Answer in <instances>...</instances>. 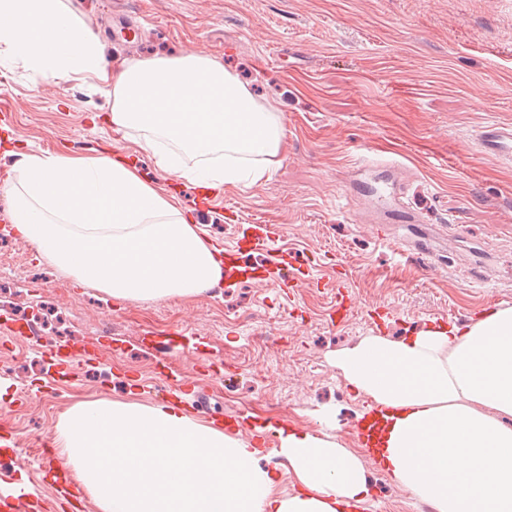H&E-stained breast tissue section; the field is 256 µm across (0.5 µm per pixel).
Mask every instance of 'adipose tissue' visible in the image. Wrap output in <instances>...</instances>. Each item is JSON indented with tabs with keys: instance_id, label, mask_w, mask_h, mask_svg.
<instances>
[{
	"instance_id": "1",
	"label": "adipose tissue",
	"mask_w": 512,
	"mask_h": 512,
	"mask_svg": "<svg viewBox=\"0 0 512 512\" xmlns=\"http://www.w3.org/2000/svg\"><path fill=\"white\" fill-rule=\"evenodd\" d=\"M0 45L55 82L112 91L114 126L161 169L219 189L263 185L285 136L276 111L203 53L112 68L63 0H0ZM195 164L183 169V156ZM12 222L40 257L121 302L192 298L222 250L123 156L25 152ZM335 365L375 412L372 463L434 512H512V306L399 340L366 336ZM298 482L280 495L254 439L175 405L76 401L53 445L95 512H361L362 458L331 435L264 422Z\"/></svg>"
}]
</instances>
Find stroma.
I'll use <instances>...</instances> for the list:
<instances>
[{
  "label": "stroma",
  "instance_id": "35a3bbf8",
  "mask_svg": "<svg viewBox=\"0 0 512 512\" xmlns=\"http://www.w3.org/2000/svg\"><path fill=\"white\" fill-rule=\"evenodd\" d=\"M98 34L107 60L220 59L285 126L280 162L264 185L216 192L199 212L195 186L160 170L135 133L108 118L112 95L83 81L55 84L0 47V208L21 178L16 146L135 159L175 194L207 237L234 244L242 224H273L271 251L291 256L298 283L224 280L191 298L113 301L44 262L0 229V307L41 310L36 341L0 330V425L17 439L19 469L0 447V479L38 488L39 455L78 400L162 401L148 332L186 330L199 350L174 357L191 408L206 422L273 420L333 431L361 451L365 398L334 359L368 335L400 339L512 306V166L479 154L473 131L512 122V0H68ZM397 180L414 227L388 220L369 189ZM353 304L336 316V289ZM124 344L113 351V340ZM72 345L97 352L83 376L41 392L45 360ZM363 512H421L423 503L368 466Z\"/></svg>",
  "mask_w": 512,
  "mask_h": 512
}]
</instances>
